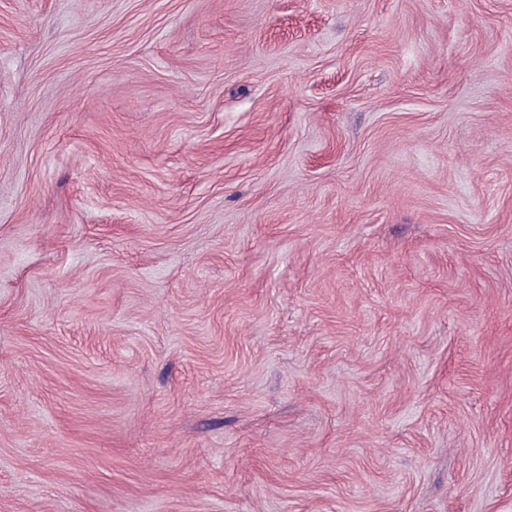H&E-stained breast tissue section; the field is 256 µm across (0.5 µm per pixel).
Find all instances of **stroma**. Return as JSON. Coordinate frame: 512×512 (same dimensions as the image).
<instances>
[{
  "mask_svg": "<svg viewBox=\"0 0 512 512\" xmlns=\"http://www.w3.org/2000/svg\"><path fill=\"white\" fill-rule=\"evenodd\" d=\"M0 512H512V0H0Z\"/></svg>",
  "mask_w": 512,
  "mask_h": 512,
  "instance_id": "stroma-1",
  "label": "stroma"
}]
</instances>
